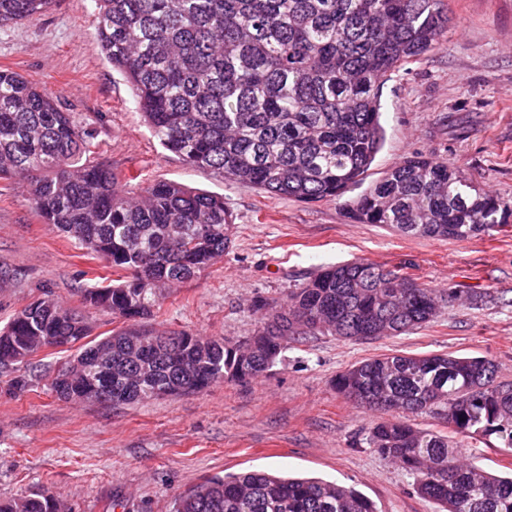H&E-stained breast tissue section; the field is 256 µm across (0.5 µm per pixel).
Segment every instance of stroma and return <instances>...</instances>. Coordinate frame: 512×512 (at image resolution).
Returning a JSON list of instances; mask_svg holds the SVG:
<instances>
[{
    "mask_svg": "<svg viewBox=\"0 0 512 512\" xmlns=\"http://www.w3.org/2000/svg\"><path fill=\"white\" fill-rule=\"evenodd\" d=\"M446 49L406 65L382 89L384 144L366 180L422 154L462 169L479 189L512 199V0H445ZM93 0L0 26V68L57 95L95 131V161L145 185L175 181L223 195L235 218L224 257L165 289L149 325L238 343L260 324L254 298L286 301L322 268L364 260L459 300L429 324L366 342L320 332L256 379L130 406L58 399L48 378L68 361L0 374V499L41 487L72 512H172L205 478L275 469L352 485L379 512H435L406 472L363 444L371 412L337 394L336 376L382 354L485 356L512 382V231L459 241L407 236L352 220L344 200L305 203L185 165L143 122L125 78L105 60ZM0 327L39 290L64 306L104 274L31 209L22 185H0ZM25 386H17L15 375Z\"/></svg>",
    "mask_w": 512,
    "mask_h": 512,
    "instance_id": "obj_1",
    "label": "stroma"
}]
</instances>
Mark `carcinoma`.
Masks as SVG:
<instances>
[{"label":"carcinoma","instance_id":"cac0c4a2","mask_svg":"<svg viewBox=\"0 0 512 512\" xmlns=\"http://www.w3.org/2000/svg\"><path fill=\"white\" fill-rule=\"evenodd\" d=\"M112 69L164 149L228 181L303 202L362 183L384 142L381 91L409 61L445 45L444 0H94ZM55 0H0V25ZM93 131L57 97L0 69V180L23 184L44 223L115 283H87L83 303L131 322L88 339L86 316L43 290L0 329V371L45 350L76 348L51 377L59 398L125 405L244 382L292 343L324 330L344 340L398 336L454 301L366 261L329 266L279 304L258 298L262 325L239 344L146 327L162 290L197 277L228 250L224 196L172 181L121 182L91 160ZM363 224L466 240L512 225V199L477 189L424 156L398 163L350 203ZM336 391L377 415L365 443L397 463L443 512H512V477L461 461L448 436L408 423L427 414L456 435L512 448V383L486 357L392 353L336 375ZM0 512H67L48 490L0 500ZM175 512H377L350 486L252 470L206 478Z\"/></svg>","mask_w":512,"mask_h":512}]
</instances>
